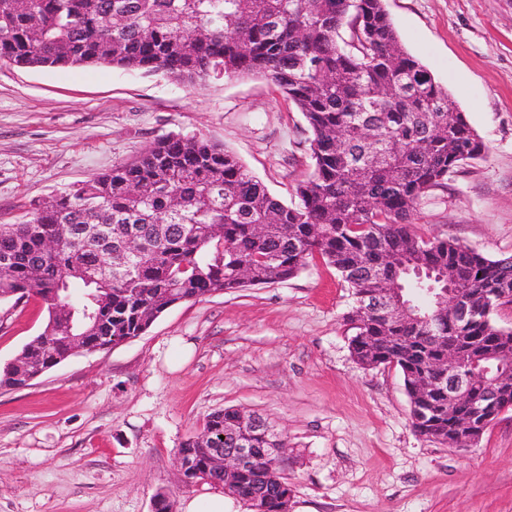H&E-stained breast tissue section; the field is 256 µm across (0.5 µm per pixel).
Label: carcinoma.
I'll return each mask as SVG.
<instances>
[{"label":"carcinoma","instance_id":"carcinoma-1","mask_svg":"<svg viewBox=\"0 0 512 512\" xmlns=\"http://www.w3.org/2000/svg\"><path fill=\"white\" fill-rule=\"evenodd\" d=\"M122 23L116 25L113 18ZM0 62L22 68L112 66L161 71L201 85L211 78L261 75L294 104L311 133L313 170L287 205L224 146L208 139L169 136L131 162L118 163L65 191L21 224L0 229V299L34 294L48 314L42 331L0 365V389H17L56 363L68 332L89 351L114 348L143 334L171 306L242 287L295 277L313 253L336 268L352 289L348 314L354 359L390 365L403 375L415 431L448 447L469 436L466 413L448 415V392L438 382L421 393L423 374L437 367L442 345L416 320L383 325L362 313V296L390 288L385 253L399 264L432 272L410 284L406 299L435 309L431 288L459 285L512 290V256L489 259L449 239L411 231L419 202L447 187L448 177L476 160L484 144L429 70L400 44L384 0H0ZM138 194L128 191L131 183ZM268 226L264 236L253 225ZM140 249L125 252L129 236ZM57 250L46 254L44 237ZM448 342L493 355L474 390L492 386L512 368V328L492 313L465 323L439 320ZM246 434L253 448L286 445L252 428L235 408L209 414L181 447L197 483L206 481L209 449L222 436ZM268 490L259 512H285L291 489L259 460L224 490L250 504L259 479Z\"/></svg>","mask_w":512,"mask_h":512}]
</instances>
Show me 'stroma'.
Instances as JSON below:
<instances>
[{"label": "stroma", "instance_id": "obj_1", "mask_svg": "<svg viewBox=\"0 0 512 512\" xmlns=\"http://www.w3.org/2000/svg\"><path fill=\"white\" fill-rule=\"evenodd\" d=\"M402 47L485 145L424 197L414 229L512 256V0H385ZM222 144L282 201L312 170L310 133L262 77L195 87L110 66L0 63V224L169 135ZM351 292L320 256L282 283L177 303L120 346L0 390V512H153L184 486L181 442L233 407L288 439L290 512H512V411L471 451L419 437L401 373L359 365ZM37 296L0 300V364L42 329Z\"/></svg>", "mask_w": 512, "mask_h": 512}]
</instances>
